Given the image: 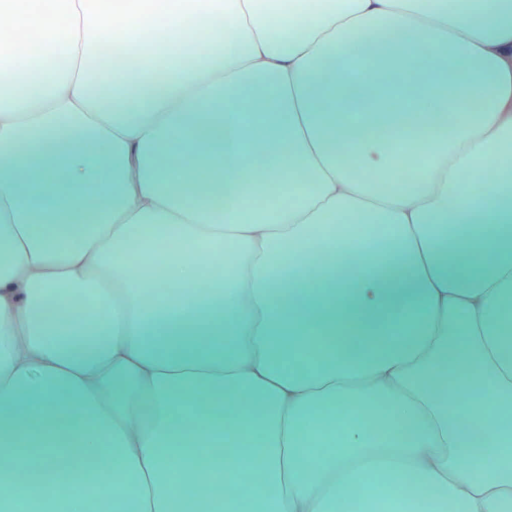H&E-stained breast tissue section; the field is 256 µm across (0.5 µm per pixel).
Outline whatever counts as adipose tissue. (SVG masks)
<instances>
[{"label":"adipose tissue","instance_id":"ef3b65f1","mask_svg":"<svg viewBox=\"0 0 512 512\" xmlns=\"http://www.w3.org/2000/svg\"><path fill=\"white\" fill-rule=\"evenodd\" d=\"M171 26L208 40L110 67L94 0H53L26 75L0 52V512H339L345 489L352 512H512V0H178ZM371 26L418 127L378 71L363 100L393 135L357 137L348 169L321 117L350 100L321 74ZM407 42L436 53L440 94ZM178 133L221 206L190 194ZM246 141L296 180L247 178ZM412 159L414 181L372 189ZM155 263L186 295L147 294ZM346 318L357 357L329 361Z\"/></svg>","mask_w":512,"mask_h":512}]
</instances>
